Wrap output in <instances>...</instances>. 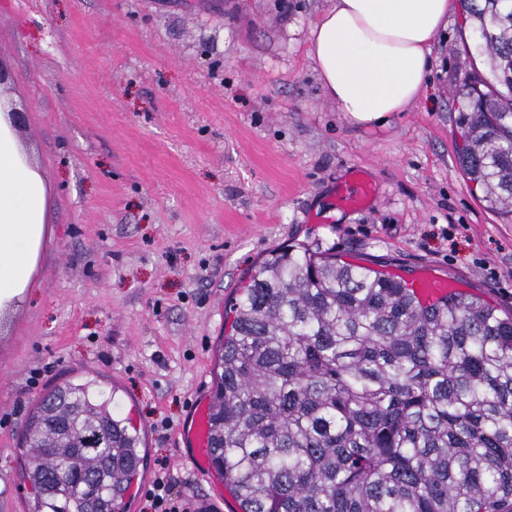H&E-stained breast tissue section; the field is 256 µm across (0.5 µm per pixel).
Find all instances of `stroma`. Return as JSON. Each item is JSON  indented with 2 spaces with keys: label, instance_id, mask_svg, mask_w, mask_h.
I'll list each match as a JSON object with an SVG mask.
<instances>
[{
  "label": "stroma",
  "instance_id": "35a3bbf8",
  "mask_svg": "<svg viewBox=\"0 0 512 512\" xmlns=\"http://www.w3.org/2000/svg\"><path fill=\"white\" fill-rule=\"evenodd\" d=\"M327 0H0V97L47 186L35 285L0 317V512H31L26 417L96 379L145 435L125 512L168 464L172 492L234 512L189 431L211 399L230 300L271 250L313 241L410 276L423 264L512 309V223L457 163L456 84L473 69L461 10L433 41L420 100L352 125L308 55ZM375 186L342 206L352 171Z\"/></svg>",
  "mask_w": 512,
  "mask_h": 512
}]
</instances>
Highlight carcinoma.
Instances as JSON below:
<instances>
[{
    "label": "carcinoma",
    "mask_w": 512,
    "mask_h": 512,
    "mask_svg": "<svg viewBox=\"0 0 512 512\" xmlns=\"http://www.w3.org/2000/svg\"><path fill=\"white\" fill-rule=\"evenodd\" d=\"M470 56L458 161L512 220V0H463ZM208 455L237 512H512V311L465 292L424 308L402 282L298 243L232 303ZM97 383L30 413L35 512H120L143 436ZM66 465L81 481L58 477Z\"/></svg>",
    "instance_id": "1"
}]
</instances>
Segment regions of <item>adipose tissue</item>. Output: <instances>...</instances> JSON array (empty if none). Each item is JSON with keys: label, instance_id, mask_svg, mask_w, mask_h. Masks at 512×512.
I'll return each instance as SVG.
<instances>
[{"label": "adipose tissue", "instance_id": "1", "mask_svg": "<svg viewBox=\"0 0 512 512\" xmlns=\"http://www.w3.org/2000/svg\"><path fill=\"white\" fill-rule=\"evenodd\" d=\"M453 0H328L308 54L328 98L356 125H381L421 97L431 44ZM44 177L0 113V315L27 296L45 239Z\"/></svg>", "mask_w": 512, "mask_h": 512}]
</instances>
